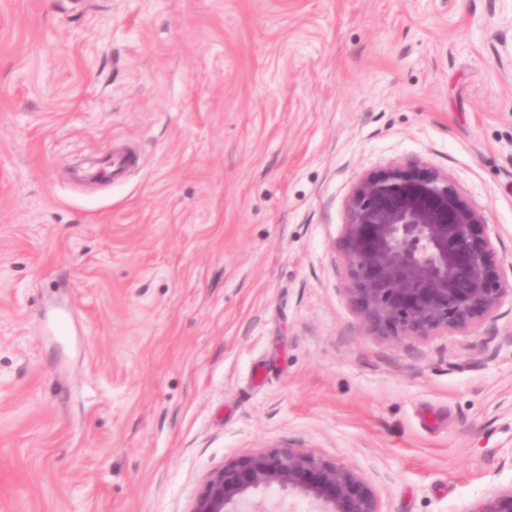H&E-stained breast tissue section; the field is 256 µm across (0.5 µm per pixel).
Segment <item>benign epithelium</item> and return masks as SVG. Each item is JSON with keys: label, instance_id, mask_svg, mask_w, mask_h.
I'll return each mask as SVG.
<instances>
[{"label": "benign epithelium", "instance_id": "7a95c632", "mask_svg": "<svg viewBox=\"0 0 512 512\" xmlns=\"http://www.w3.org/2000/svg\"><path fill=\"white\" fill-rule=\"evenodd\" d=\"M336 240L349 304L381 340L467 333L512 296L482 212L448 173L428 163L363 175L346 200ZM279 488L312 512H384L373 480L301 448L232 459L211 472L189 512H268L257 492ZM471 512H512V487Z\"/></svg>", "mask_w": 512, "mask_h": 512}]
</instances>
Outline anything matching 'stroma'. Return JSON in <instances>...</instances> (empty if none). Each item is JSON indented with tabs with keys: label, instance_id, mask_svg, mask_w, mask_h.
Returning a JSON list of instances; mask_svg holds the SVG:
<instances>
[{
	"label": "stroma",
	"instance_id": "stroma-1",
	"mask_svg": "<svg viewBox=\"0 0 512 512\" xmlns=\"http://www.w3.org/2000/svg\"><path fill=\"white\" fill-rule=\"evenodd\" d=\"M421 162L511 279L512 0H0V512H189L288 447L385 512L512 486V299L390 341L344 291L353 184Z\"/></svg>",
	"mask_w": 512,
	"mask_h": 512
}]
</instances>
